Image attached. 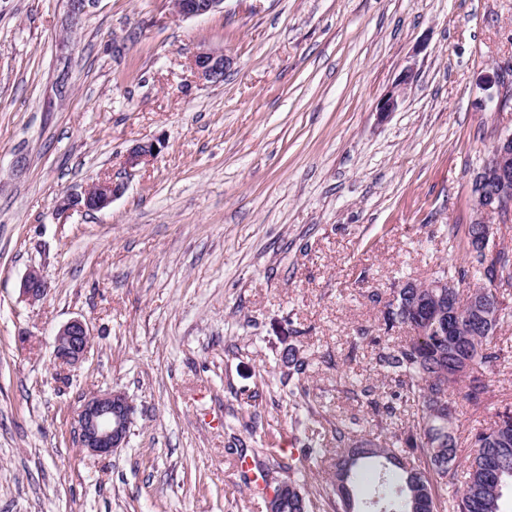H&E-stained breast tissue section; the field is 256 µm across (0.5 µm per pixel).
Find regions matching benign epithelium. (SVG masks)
Returning a JSON list of instances; mask_svg holds the SVG:
<instances>
[{
	"label": "benign epithelium",
	"mask_w": 512,
	"mask_h": 512,
	"mask_svg": "<svg viewBox=\"0 0 512 512\" xmlns=\"http://www.w3.org/2000/svg\"><path fill=\"white\" fill-rule=\"evenodd\" d=\"M98 0H67V13L71 23H77ZM224 0H178L177 12L183 18H193L222 9ZM193 65L205 80L217 83L224 81V71L230 59L224 52L203 49L194 56ZM415 70L407 66L395 84L378 100L375 111L384 119L397 111L404 101L407 90L413 83ZM157 142L136 145L128 154V163L137 165L155 156ZM512 187V133L499 137L491 151L489 160L476 174L473 183V207L477 224L476 245L485 246L492 234V225L486 218L512 208V196L505 190ZM125 185L114 180H101L89 190L67 197L65 206L78 211H102L121 196ZM48 286L36 269L27 272L21 285L22 298L34 303L47 293ZM92 333L88 324L73 318L64 323L55 334L54 357L56 364L65 369L73 368L86 359ZM135 405L123 392H94L86 396L74 416V436L77 446L89 454L107 457L124 447L127 433L133 420Z\"/></svg>",
	"instance_id": "obj_1"
}]
</instances>
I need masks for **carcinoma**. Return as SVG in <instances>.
I'll use <instances>...</instances> for the list:
<instances>
[{
    "instance_id": "obj_1",
    "label": "carcinoma",
    "mask_w": 512,
    "mask_h": 512,
    "mask_svg": "<svg viewBox=\"0 0 512 512\" xmlns=\"http://www.w3.org/2000/svg\"><path fill=\"white\" fill-rule=\"evenodd\" d=\"M475 233L476 225H468L463 242L471 270L436 272L453 286L458 316H428L420 322L401 287L393 289L385 305L384 331L400 324L414 331L425 327V335L416 334L398 347L371 339L376 345L375 366L394 387L388 395L381 396L367 381L355 382L356 396L372 409L377 426L389 436L355 439L344 421L336 422L332 466L344 472L346 484L335 488L333 498L322 488H306L297 478L299 469L274 461L276 468L288 472L305 512H445L448 505L452 512H505L504 490L512 488V409L498 413L505 427L496 421L471 435L473 453L461 485L450 491L445 480L457 451L455 397L475 409L483 405L488 389L483 374L495 371L501 360L494 333L512 317V302L495 288L498 281L512 280V255L475 248ZM450 241L457 247L463 244L455 234ZM471 273L485 280L475 290H486L492 298V310L477 322L460 292ZM403 402L415 407L405 425L397 422L398 404Z\"/></svg>"
}]
</instances>
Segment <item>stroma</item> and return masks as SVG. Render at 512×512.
Returning <instances> with one entry per match:
<instances>
[{
    "instance_id": "1",
    "label": "stroma",
    "mask_w": 512,
    "mask_h": 512,
    "mask_svg": "<svg viewBox=\"0 0 512 512\" xmlns=\"http://www.w3.org/2000/svg\"><path fill=\"white\" fill-rule=\"evenodd\" d=\"M224 51V80L191 60ZM512 60V0H224L183 18L172 0H0V512H266L237 467L270 449L307 485L332 475L308 445L335 420L373 438L350 379L389 384L374 345L393 283L468 266L452 232L512 101L481 108V77ZM417 78L386 119L375 106ZM67 75V91L57 79ZM159 153L131 167L130 150ZM99 212L62 199L101 179ZM49 290L20 293L29 269ZM87 321L80 367L54 336ZM482 408L457 401L461 478L470 433L512 407V319ZM307 364L288 401L285 352ZM136 411L125 448H78L92 391ZM415 75L413 66L405 67L395 84L378 100L375 111L380 119L387 118L398 110ZM125 185L114 180L97 181L95 185L80 195L67 197L65 206L67 209L78 211H102L108 208L112 202L121 196ZM91 339V330L81 318H73L64 323L55 334L56 364L63 369L79 365L88 355Z\"/></svg>"
}]
</instances>
